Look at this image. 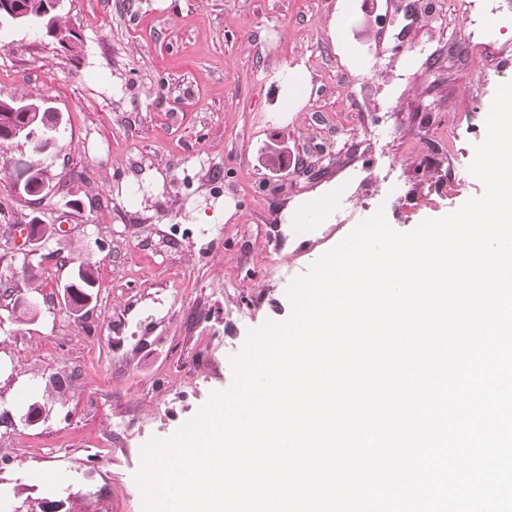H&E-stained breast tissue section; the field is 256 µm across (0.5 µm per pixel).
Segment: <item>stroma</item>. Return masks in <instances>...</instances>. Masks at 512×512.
Wrapping results in <instances>:
<instances>
[{
    "label": "stroma",
    "instance_id": "1",
    "mask_svg": "<svg viewBox=\"0 0 512 512\" xmlns=\"http://www.w3.org/2000/svg\"><path fill=\"white\" fill-rule=\"evenodd\" d=\"M487 2L484 45L456 0H62L76 57L40 26L0 25V94L44 101L64 127L37 201L13 188L30 146L0 145L9 512L53 492L66 512H142V446L231 386L248 330L289 317L294 278L376 212L409 232L484 194L470 165L512 81V0ZM288 72L307 84L284 112ZM279 135L287 176L262 163ZM31 224L55 233L15 237ZM83 262L97 286L77 317L64 286ZM57 372L75 375L62 396Z\"/></svg>",
    "mask_w": 512,
    "mask_h": 512
}]
</instances>
